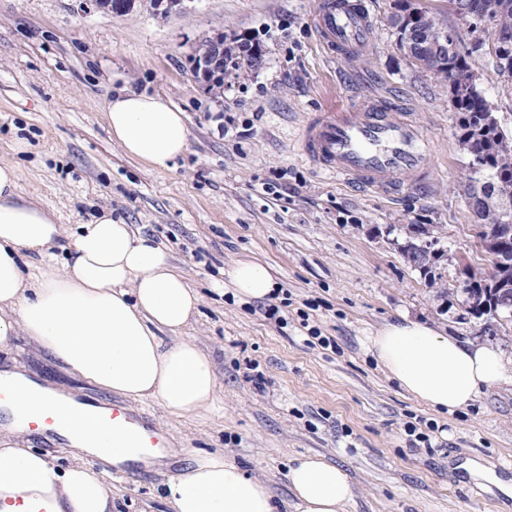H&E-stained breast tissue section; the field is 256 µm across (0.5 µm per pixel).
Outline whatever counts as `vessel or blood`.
<instances>
[{
    "label": "vessel or blood",
    "instance_id": "vessel-or-blood-1",
    "mask_svg": "<svg viewBox=\"0 0 512 512\" xmlns=\"http://www.w3.org/2000/svg\"><path fill=\"white\" fill-rule=\"evenodd\" d=\"M312 25L332 56L356 58L371 47L365 0H318ZM428 141L398 104L378 100L358 112H318L302 135L305 158L322 171L390 197L428 188L435 175Z\"/></svg>",
    "mask_w": 512,
    "mask_h": 512
}]
</instances>
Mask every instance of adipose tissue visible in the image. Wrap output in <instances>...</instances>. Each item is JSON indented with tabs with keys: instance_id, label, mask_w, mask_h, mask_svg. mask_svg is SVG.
<instances>
[{
	"instance_id": "adipose-tissue-1",
	"label": "adipose tissue",
	"mask_w": 512,
	"mask_h": 512,
	"mask_svg": "<svg viewBox=\"0 0 512 512\" xmlns=\"http://www.w3.org/2000/svg\"><path fill=\"white\" fill-rule=\"evenodd\" d=\"M107 121L112 139L153 168L172 169L187 151L185 116L161 97L125 92L109 102ZM62 236L49 212L19 196L17 167L0 165V349L22 334L100 390L155 401L178 417L213 411L221 388L214 363L182 334L201 296L169 251L108 214L77 225L69 243ZM214 289L262 300L275 282L268 266L240 261ZM366 349L403 391L439 413L467 409L512 373L498 348L406 317L367 337ZM0 383L11 399L0 410V512H112L110 466L149 467L180 455L184 467L163 484L170 512H280L270 487L223 452L151 447L143 427L121 417L103 425L106 407L15 369L0 371ZM46 412L70 450L68 464L28 444L31 421ZM90 455L101 469L88 466ZM286 478L295 512H344L354 496L348 473L319 454L295 458Z\"/></svg>"
}]
</instances>
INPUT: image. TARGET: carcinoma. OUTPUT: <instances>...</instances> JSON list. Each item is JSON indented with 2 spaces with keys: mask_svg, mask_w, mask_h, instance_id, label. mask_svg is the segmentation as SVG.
<instances>
[{
  "mask_svg": "<svg viewBox=\"0 0 512 512\" xmlns=\"http://www.w3.org/2000/svg\"><path fill=\"white\" fill-rule=\"evenodd\" d=\"M472 8L464 11L461 0H448V10L466 27L469 42L461 40L454 27H445L438 15L427 10H416L417 21L411 25L403 21L406 0H396L393 28L397 45L406 50L409 41L424 42L432 37L443 41L445 51L438 57L421 51L406 50L408 55L423 69L435 74L448 87L451 109L459 115L458 138L467 155V192L481 186L483 195L491 206L512 200V163L506 154L512 147V134L505 133L493 120H488L492 109L479 87V76L468 59L476 53L488 54L494 61V69L500 78L512 80V0H470ZM262 56L259 45L249 41L238 42L225 50L224 70L238 74L252 72L256 58ZM478 238L488 235L490 225L498 223V214L476 212ZM420 224L410 225L413 242L402 250L403 256L416 267H421L422 248L418 232ZM468 297L476 300L475 314H512V306L503 307V300H512V288L497 285V275L486 283L478 281L467 288Z\"/></svg>",
  "mask_w": 512,
  "mask_h": 512,
  "instance_id": "1",
  "label": "carcinoma"
}]
</instances>
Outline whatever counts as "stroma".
Returning <instances> with one entry per match:
<instances>
[{"mask_svg": "<svg viewBox=\"0 0 512 512\" xmlns=\"http://www.w3.org/2000/svg\"><path fill=\"white\" fill-rule=\"evenodd\" d=\"M316 2L196 0L190 15L160 18L149 0L122 15L91 0H0V164L17 167L19 194L65 233L112 214L165 246L201 291L186 334L213 359L219 402L197 420L137 403L154 431L223 452L286 502L290 461L318 453L352 479L347 512H512V498L491 480L457 469L473 457L512 477V377L444 415L401 390L364 346L405 314L512 356V315L478 319L466 304V286L490 278L494 264L464 191L458 115L443 83L397 46L394 0H369L372 46L353 60L322 48ZM219 31L259 40L264 60L247 78L227 75L217 99L189 56ZM471 65L512 132V82L489 57ZM124 90L161 96L184 113L188 149L173 169H153L111 139L107 104ZM366 97L397 102L423 127L439 174L429 193L362 191L301 155L313 113ZM411 224L436 229L440 257L429 270L398 249ZM240 260L269 265L289 299L281 320L269 319L263 302L213 292ZM314 329L328 346L309 345ZM0 367L86 400H114L23 335L0 351ZM177 467L112 478V512H168L158 491Z\"/></svg>", "mask_w": 512, "mask_h": 512, "instance_id": "35a3bbf8", "label": "stroma"}]
</instances>
